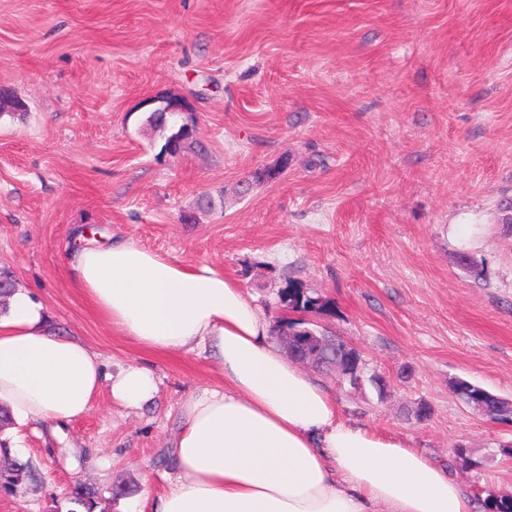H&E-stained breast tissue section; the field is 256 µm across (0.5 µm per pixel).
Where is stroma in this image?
I'll list each match as a JSON object with an SVG mask.
<instances>
[{"mask_svg":"<svg viewBox=\"0 0 512 512\" xmlns=\"http://www.w3.org/2000/svg\"><path fill=\"white\" fill-rule=\"evenodd\" d=\"M0 89L25 105L0 117V269L105 372L159 380L140 411L103 390L60 431L7 428L40 482L0 512H69L78 485L150 512L180 405L216 379L210 350L141 351L88 308L86 228L215 265L273 323L285 284L330 300L359 380L312 374L343 415L512 496V422L450 388L512 399V0H0ZM167 97L196 139L177 156L150 122ZM451 390L459 399H470L472 403L471 408L474 411L490 417L491 419L503 421L510 420L509 418L499 416V413L496 411L494 400L489 396L490 392L482 387L469 381L462 380V382L452 386Z\"/></svg>","mask_w":512,"mask_h":512,"instance_id":"35a3bbf8","label":"stroma"}]
</instances>
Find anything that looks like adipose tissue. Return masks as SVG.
I'll return each mask as SVG.
<instances>
[{"label": "adipose tissue", "instance_id": "obj_1", "mask_svg": "<svg viewBox=\"0 0 512 512\" xmlns=\"http://www.w3.org/2000/svg\"><path fill=\"white\" fill-rule=\"evenodd\" d=\"M77 243L69 275L112 331L153 354L214 351L218 380L181 406L176 475L154 512H472L448 469L343 418L331 391L271 343L265 312L216 267L131 240ZM104 388L129 410L158 391L144 365L105 373L97 354L16 291L0 316V405L14 421L80 418Z\"/></svg>", "mask_w": 512, "mask_h": 512}]
</instances>
